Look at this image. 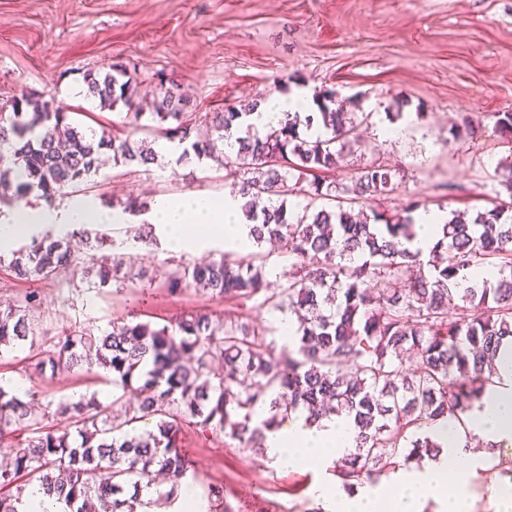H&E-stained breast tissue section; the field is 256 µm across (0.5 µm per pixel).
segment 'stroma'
Instances as JSON below:
<instances>
[{
  "mask_svg": "<svg viewBox=\"0 0 512 512\" xmlns=\"http://www.w3.org/2000/svg\"><path fill=\"white\" fill-rule=\"evenodd\" d=\"M115 61L136 66L142 90L160 74L180 84L202 113L305 86L336 90L346 111L369 115L352 130L337 181L354 184L375 160L396 172L395 190L368 197L367 208L401 214L417 201L446 213L477 211L507 196L499 164L512 144L496 115L512 112V0H0V107L24 92L65 106L82 129L122 133L124 107L100 108L83 91L86 69ZM464 117L473 133L454 139L450 127ZM227 188L212 159L147 169L108 162L79 195L150 202ZM143 230L139 215L89 227L97 260L135 254L146 279L97 288L78 267L20 281L0 266V301L37 293L40 337L133 316L171 327L197 312L279 324V314L253 301L212 300L191 288L169 294L166 278L197 257L137 244ZM28 353L0 352V384L22 381L55 405L83 395L111 403L112 388L97 375H32ZM183 451L197 487H223L234 512H254L257 501L271 512H317L323 502L311 485L336 481L332 464L284 468L263 449L196 428L185 430ZM511 482L512 468L500 463L477 475L473 512H505L492 486Z\"/></svg>",
  "mask_w": 512,
  "mask_h": 512,
  "instance_id": "obj_1",
  "label": "stroma"
}]
</instances>
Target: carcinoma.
<instances>
[{
  "label": "carcinoma",
  "mask_w": 512,
  "mask_h": 512,
  "mask_svg": "<svg viewBox=\"0 0 512 512\" xmlns=\"http://www.w3.org/2000/svg\"><path fill=\"white\" fill-rule=\"evenodd\" d=\"M87 96L103 109L127 108L128 134H86L65 108L33 95L0 113V148L11 149L16 173H0V202L31 193L48 205L97 173L104 157L114 164L149 167L158 161L154 141L134 139L155 122L183 145L180 159L224 155V179L239 188L252 245L274 243L293 260L266 278L269 254L226 252L218 260L187 265L166 281L171 294L194 287L213 298L242 302L295 317V340L281 351L267 336L274 329L198 313L175 328L127 320L112 329L80 327L48 344L35 340L36 295L0 307V349H36L32 373L101 369L112 382V404L127 393L137 406L123 422L95 397L61 403L56 410L35 394L0 385V440L18 436L12 455L0 459V512H17L12 491L34 483L65 504L64 512H136L155 470L172 485L193 475L181 452L187 427L222 432L250 448L266 432L303 408L317 422L353 420L354 452L336 460L334 475L351 488L395 471L400 459L436 456L430 426L440 417L470 419L498 378L500 347L512 343V158L500 164L509 200L471 215L454 211L441 224L427 257L411 250L412 213L374 210L353 214L359 197L394 188L395 173L374 160L356 187L321 173L342 168L353 121L336 105L334 90L315 95L317 111L289 112L263 134L237 137L248 112L226 105L218 112L190 111L182 88L158 77L152 111L136 102L137 69L114 63L83 73ZM298 199L287 209L288 198ZM84 229L61 238L34 236L8 264L14 277L49 279L78 263L100 286L118 280L126 257L96 264ZM483 268L493 279L470 283ZM352 364V372L343 367ZM70 429L44 430L49 415ZM151 419V429L137 423Z\"/></svg>",
  "instance_id": "1"
}]
</instances>
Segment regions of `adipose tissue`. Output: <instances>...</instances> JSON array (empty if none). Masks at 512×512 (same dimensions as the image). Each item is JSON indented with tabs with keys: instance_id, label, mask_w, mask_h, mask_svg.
I'll use <instances>...</instances> for the list:
<instances>
[{
	"instance_id": "obj_1",
	"label": "adipose tissue",
	"mask_w": 512,
	"mask_h": 512,
	"mask_svg": "<svg viewBox=\"0 0 512 512\" xmlns=\"http://www.w3.org/2000/svg\"><path fill=\"white\" fill-rule=\"evenodd\" d=\"M313 91L302 89L288 96H275L259 104L248 118L253 131L263 132L285 113L297 112L313 101ZM243 198L227 194L217 198L205 194L156 198L150 211L160 244L177 252H201L213 241L223 240L235 249L248 242ZM128 215L108 210L91 200H72L62 207L19 204L12 216L0 223V250H8L21 236L42 226L59 225L69 229L79 224H121ZM496 390L487 393L471 417L468 431H461L454 419L438 422L433 430L441 450L436 458L425 460L417 470H399L393 475L391 493L363 483L355 494L327 485H317L313 494L322 499L329 512H422L434 503L436 512H472L468 487L478 467L493 454L496 445H512V348L504 354ZM478 444H466V434ZM356 428L353 421L331 418L310 423L305 411L290 413L280 427L266 434L265 448L270 459L285 467L314 465L326 456L343 457L353 451Z\"/></svg>"
}]
</instances>
